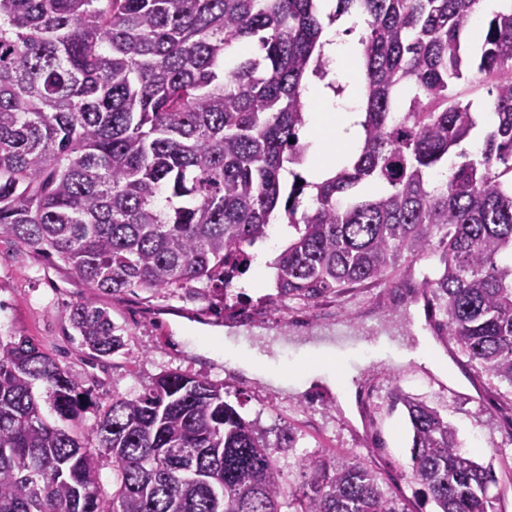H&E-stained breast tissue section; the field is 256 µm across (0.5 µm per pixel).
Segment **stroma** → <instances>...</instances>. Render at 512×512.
I'll use <instances>...</instances> for the list:
<instances>
[{"label":"stroma","mask_w":512,"mask_h":512,"mask_svg":"<svg viewBox=\"0 0 512 512\" xmlns=\"http://www.w3.org/2000/svg\"><path fill=\"white\" fill-rule=\"evenodd\" d=\"M274 277V271H267L253 287L242 274L226 291L199 288L164 298L134 288L103 298L113 320L125 329V347L122 353L96 360L82 347L67 318L70 306L90 297L91 289L63 263L2 236L0 334L30 337L78 378L96 380L95 394L103 403L113 392L140 388L165 371L221 381L229 401L244 417L260 418L275 432L292 426L299 452L331 464L357 455L371 463L382 488L402 499L409 512H438L424 488L401 472L409 458L410 435L402 410L390 407L389 396L397 386L447 414L464 451L480 463L492 464L497 483L490 486V495L512 492V442L505 437L502 422L493 418L497 380L468 366L456 350L451 353L453 362L472 384L464 392L441 387L438 375L419 363L395 368L369 358L375 336L384 332L396 337L402 348L415 345L408 308L419 294L418 262L402 260L393 289L359 286L311 303L294 300L284 306L270 300ZM256 327L273 332L266 351L285 373L297 371L301 358L281 339L299 329L335 336L338 347L354 353L347 367L366 361L361 390L371 393L372 399L358 406L363 424H353L336 397L297 398L245 377L223 356L207 358L196 352L201 337L219 336L228 328L248 332Z\"/></svg>","instance_id":"stroma-1"}]
</instances>
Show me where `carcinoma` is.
Masks as SVG:
<instances>
[{"label": "carcinoma", "instance_id": "carcinoma-1", "mask_svg": "<svg viewBox=\"0 0 512 512\" xmlns=\"http://www.w3.org/2000/svg\"><path fill=\"white\" fill-rule=\"evenodd\" d=\"M320 2L0 0V236L112 295L227 289L277 220L293 230L272 262L282 303L385 285L423 258L438 333L512 387V0L474 64L461 37L482 0H333L330 21L366 19L364 119L318 180L302 172L306 94L347 91L326 80ZM469 78L491 83L493 117L472 156ZM68 320L96 357L125 346L92 297ZM398 405L407 467L440 512H496L494 469L448 416L396 388ZM296 444L206 377L165 372L103 407L29 337L0 336V512H407L357 458H295L309 492L286 498L275 452Z\"/></svg>", "mask_w": 512, "mask_h": 512}]
</instances>
